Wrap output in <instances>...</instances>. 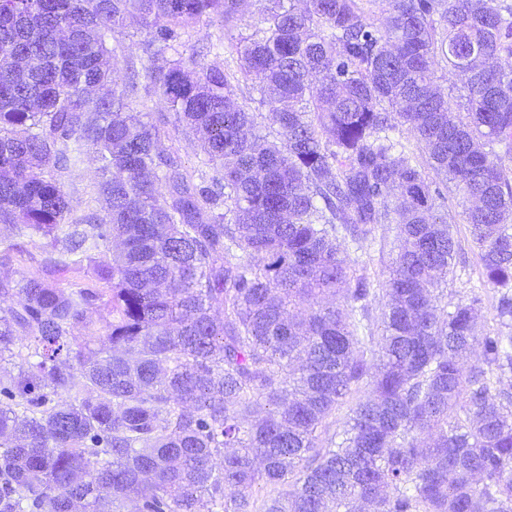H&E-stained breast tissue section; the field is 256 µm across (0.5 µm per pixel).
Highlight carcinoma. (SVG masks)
I'll return each mask as SVG.
<instances>
[{"instance_id":"cac0c4a2","label":"carcinoma","mask_w":512,"mask_h":512,"mask_svg":"<svg viewBox=\"0 0 512 512\" xmlns=\"http://www.w3.org/2000/svg\"><path fill=\"white\" fill-rule=\"evenodd\" d=\"M265 2L242 29L241 0H0V224L46 239L0 282V361L21 359L0 379V512H252L261 484L263 512H512V3ZM204 17L237 68L184 56ZM130 19L166 59L156 118L108 45ZM169 126L201 169L161 147ZM86 149L105 220L71 219L55 175ZM427 168L467 204L496 331L476 291L441 305L461 247ZM379 226L399 251L375 278L349 244ZM366 379L360 382L357 387H353V390L349 395H347L342 404L338 407V409L330 415L326 421L325 426L319 430L320 432V440L323 446L327 444V441L331 437H335L336 433L342 432L344 422L347 419V416L350 413V409L355 406V404L363 397L365 390L367 389Z\"/></svg>"}]
</instances>
